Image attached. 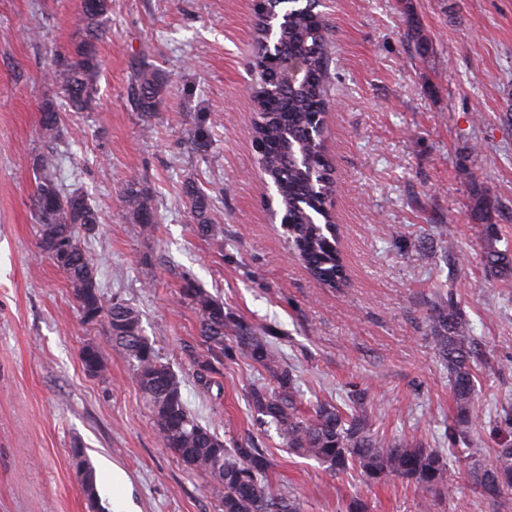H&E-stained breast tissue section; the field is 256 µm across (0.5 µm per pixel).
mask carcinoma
<instances>
[{
	"instance_id": "carcinoma-1",
	"label": "carcinoma",
	"mask_w": 512,
	"mask_h": 512,
	"mask_svg": "<svg viewBox=\"0 0 512 512\" xmlns=\"http://www.w3.org/2000/svg\"><path fill=\"white\" fill-rule=\"evenodd\" d=\"M112 0H101L95 11L80 9L81 24L69 48L56 51L48 81L59 90V100L40 109L39 133L54 144L65 136L62 114L89 112L95 105L100 78L98 45L110 25ZM281 18L276 48L265 44L269 19ZM326 24L310 0H266L257 23L256 57L263 76L253 92L256 119L254 141L262 144L257 163L268 175L277 195L281 224L288 244L309 274L333 290L346 285V269L338 246V228L331 210L336 192L332 163L326 145L327 100L324 78ZM160 82L156 71L141 67L127 88V101L135 112L158 110ZM35 217L39 225L38 248L54 259L59 252L69 258L55 262L64 273L84 321L106 324L109 346L131 362L137 385L146 397L162 445L181 457L191 469L204 474L220 502V512H302L299 500L284 496L268 482L271 459L249 443L228 448L224 439L190 412L182 396V381L162 361L154 344L142 333L137 310L122 302L106 305L96 283V269L84 240L95 232L100 215L79 190L64 188L57 165L47 155L34 162ZM196 231L215 237L208 198L187 183ZM130 220L153 230L154 213L134 183L125 189ZM489 237L485 272L491 277L512 270L508 253ZM180 297L199 319L200 350L192 354L196 377H204L223 364L224 337L230 334L238 351L264 367L277 356L257 328L232 320L224 302L213 297L189 274L181 275ZM428 321L431 340L448 369L453 402L449 440H464L482 427L475 407V363L479 362L476 338L453 295L431 307ZM80 360L91 374L105 369L103 349L91 344L80 351ZM277 391L254 388L250 401L257 420L273 425L288 449L328 467L345 471L353 466L370 481L401 479L425 495L448 496L455 489L456 471L438 450L424 446L412 435L391 440L375 434L369 413L360 406L345 414L331 403H320L309 416L297 410V378L291 369H279ZM465 463L466 478L480 499L498 503L512 492V442L493 449L484 462L470 450L458 457Z\"/></svg>"
}]
</instances>
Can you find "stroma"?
I'll use <instances>...</instances> for the list:
<instances>
[{
    "label": "stroma",
    "instance_id": "obj_1",
    "mask_svg": "<svg viewBox=\"0 0 512 512\" xmlns=\"http://www.w3.org/2000/svg\"><path fill=\"white\" fill-rule=\"evenodd\" d=\"M328 152L347 283L332 290L295 257L268 205L256 165L250 88L254 0H112L100 44L97 105L68 112V141L39 136L55 49L80 25L79 0H0V512H88L73 449L97 473L104 508L219 512L205 476L160 442L127 358L85 322L59 269L37 247L34 157L53 152L101 224L88 244L105 301L135 308L145 336L182 381L201 423L226 444L251 442L273 458L269 480L303 512H492L467 480L426 501L414 486L366 481L291 453L251 409L273 376L237 350L197 379L198 317L180 298L191 274L234 319L267 329L298 378L299 408L351 411L366 395L373 430L418 434L447 451L448 371L426 314L454 296L483 363L475 402L483 459L512 430V274L487 276L488 236L512 253V0H323ZM162 78L152 117L126 102L133 64ZM205 192L218 239L195 231L186 181ZM147 194L152 235L131 223L126 184ZM106 347V369L79 357ZM80 360L85 370L100 375L105 369L103 349L96 344L86 345L80 351Z\"/></svg>",
    "mask_w": 512,
    "mask_h": 512
}]
</instances>
